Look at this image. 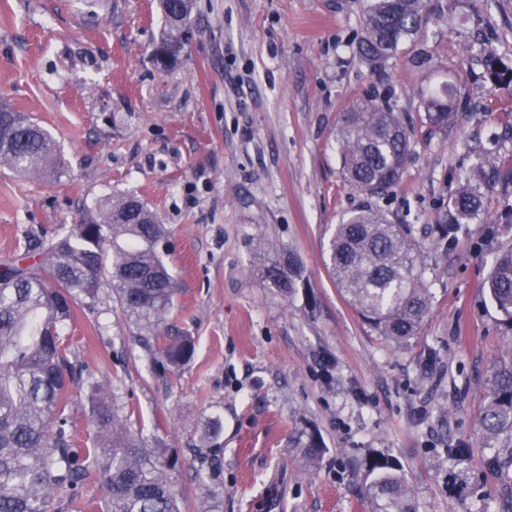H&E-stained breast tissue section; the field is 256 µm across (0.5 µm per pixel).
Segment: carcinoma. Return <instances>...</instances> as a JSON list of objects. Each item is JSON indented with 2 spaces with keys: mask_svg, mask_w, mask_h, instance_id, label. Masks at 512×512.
I'll use <instances>...</instances> for the list:
<instances>
[{
  "mask_svg": "<svg viewBox=\"0 0 512 512\" xmlns=\"http://www.w3.org/2000/svg\"><path fill=\"white\" fill-rule=\"evenodd\" d=\"M164 20L154 51L166 67L179 57L190 22L192 0H159ZM426 22L424 0H368L359 59L377 71ZM435 133H445L460 108L455 89L445 84L424 99ZM349 185L371 199L398 184L410 154V134L391 96L362 100L343 113L336 132ZM0 162L21 174L51 175L64 159L51 134L21 112L0 104ZM500 178L484 171V186L458 177V188L439 210V222L417 227L392 220L378 204L350 214L328 242L329 274L358 315L381 336L405 342L418 334L433 302L426 277L428 253L450 247L463 224H486L481 189ZM164 230L140 200L121 196L84 209L67 230L50 239L35 237L18 258L0 262V512H82L92 506L86 487L97 482L106 512H179L165 464L127 430L128 418L115 396L93 375L91 393L96 437L77 439L72 425L70 360L72 343L58 327L82 305L94 307L106 279L124 317L148 331L147 342L161 363L179 367L194 353L189 336H166L163 328L176 288L159 254ZM264 287L277 296L293 295L303 281L297 257L279 251L260 269ZM512 335V243L498 248L485 284ZM493 389L482 414L487 440L498 443L488 469L512 482V356L493 369ZM308 458L323 452L311 434L295 441ZM199 481L219 494L220 458L213 448L197 450ZM373 512H415L400 464L387 456L365 463ZM448 497L462 499L475 487L467 467L454 466L446 480Z\"/></svg>",
  "mask_w": 512,
  "mask_h": 512,
  "instance_id": "carcinoma-1",
  "label": "carcinoma"
}]
</instances>
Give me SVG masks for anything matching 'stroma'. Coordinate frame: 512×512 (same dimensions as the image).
I'll return each mask as SVG.
<instances>
[{
  "instance_id": "35a3bbf8",
  "label": "stroma",
  "mask_w": 512,
  "mask_h": 512,
  "mask_svg": "<svg viewBox=\"0 0 512 512\" xmlns=\"http://www.w3.org/2000/svg\"><path fill=\"white\" fill-rule=\"evenodd\" d=\"M364 0H195L177 63L151 53L156 0H0V99L59 144L58 177L22 178L0 164V260L29 236L73 224L97 201L130 194L155 211L178 292L173 331L195 339L178 371L154 365L112 284L62 327L75 364L114 390L127 426L167 461L182 512H371L364 462L397 459L416 512H497L503 485L480 417L493 366L512 338L484 288L494 254L479 224L432 255V309L403 344L381 337L326 269L336 224L366 205L344 179L343 112L391 89L411 153L381 205L403 224L433 223L458 173L503 175L484 206L512 241V80L472 60L476 30L512 64V0H425L430 20L384 73L360 61ZM450 83L479 109L433 134L425 94ZM293 251L307 282L289 298L263 288L267 251ZM224 494L196 476L212 416ZM316 434L310 463L294 436ZM467 444L480 485L448 497L449 447Z\"/></svg>"
}]
</instances>
